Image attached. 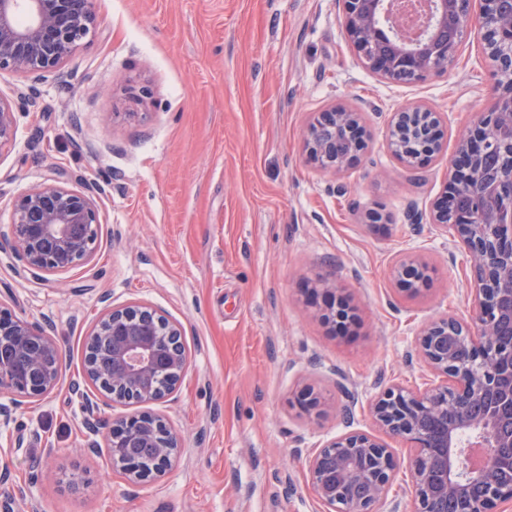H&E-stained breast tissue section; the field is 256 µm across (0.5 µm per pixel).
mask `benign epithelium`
Instances as JSON below:
<instances>
[{
	"label": "benign epithelium",
	"mask_w": 512,
	"mask_h": 512,
	"mask_svg": "<svg viewBox=\"0 0 512 512\" xmlns=\"http://www.w3.org/2000/svg\"><path fill=\"white\" fill-rule=\"evenodd\" d=\"M348 36L368 69L386 78L413 81L452 65L461 37L475 25L482 33L484 61L497 79L493 107L459 138L449 191L433 205V223L452 231L474 268L470 319L441 317L417 336L418 354L432 378L417 392L386 386L370 403L378 431L410 443V512H495L512 501V15L502 0H464L455 15L448 0H435L436 20L456 30L452 40L426 41L393 55L368 53L383 35L377 26L381 0H343ZM89 0H0V72L34 75L59 69L91 30ZM13 102L0 95V151L16 134ZM360 113H316L304 135L308 159L327 172L350 163L364 147ZM388 147L413 167L446 148L436 113L402 107L391 113ZM499 149L507 174L490 180L479 161ZM99 188L74 191L60 182L37 183L19 195L11 214L10 242L34 274L67 272L93 253ZM398 291L414 297L429 279L416 257L397 262ZM320 319L331 327L352 309L334 280L310 288ZM181 322L143 304L109 310L85 339V347L109 350L106 363L84 359L91 382L108 380L110 401H159L179 389L188 368ZM62 352L47 328L0 312V386L19 399L0 405L8 419L22 399H41L58 385ZM302 412L319 416L328 398L309 387ZM106 447L127 483L163 475L180 451V439L157 416L138 414L112 421ZM401 461L377 435L347 430L309 456L307 480L324 512H403L389 499Z\"/></svg>",
	"instance_id": "obj_1"
}]
</instances>
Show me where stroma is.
<instances>
[{"label":"stroma","instance_id":"1","mask_svg":"<svg viewBox=\"0 0 512 512\" xmlns=\"http://www.w3.org/2000/svg\"><path fill=\"white\" fill-rule=\"evenodd\" d=\"M91 9V32L60 69L0 73L1 95L34 100L0 150V231L34 183L101 189L85 265L37 275L0 238V307L52 326L63 352L53 393L0 421V512H323L307 456L345 427L372 431L368 404L385 385L422 388L415 334L469 313L468 257L431 214L459 134L494 102L481 36L468 31L453 65L405 84L365 66L342 0ZM403 105L436 112L448 142L416 168L387 147ZM333 107L359 113L367 138L334 174L303 149L314 113ZM405 253L431 268L416 298L392 277ZM326 276L355 308L347 333L302 293ZM134 302L184 325L190 366L164 400L114 405L83 375L84 342L106 308ZM308 385L333 400L321 417L297 407ZM145 411L183 449L169 472L133 487L105 442L113 420Z\"/></svg>","mask_w":512,"mask_h":512}]
</instances>
